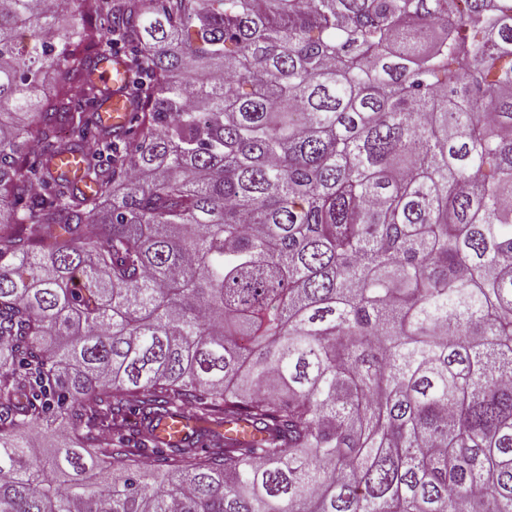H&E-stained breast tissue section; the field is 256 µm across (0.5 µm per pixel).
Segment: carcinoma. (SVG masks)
<instances>
[{
	"mask_svg": "<svg viewBox=\"0 0 512 512\" xmlns=\"http://www.w3.org/2000/svg\"><path fill=\"white\" fill-rule=\"evenodd\" d=\"M58 4L0 0V512H512V0ZM93 80L112 95L104 97L95 112L103 117L105 126L127 127L134 112L132 99L129 96V67L121 55H113L112 63L103 62L93 73Z\"/></svg>",
	"mask_w": 512,
	"mask_h": 512,
	"instance_id": "cac0c4a2",
	"label": "carcinoma"
}]
</instances>
